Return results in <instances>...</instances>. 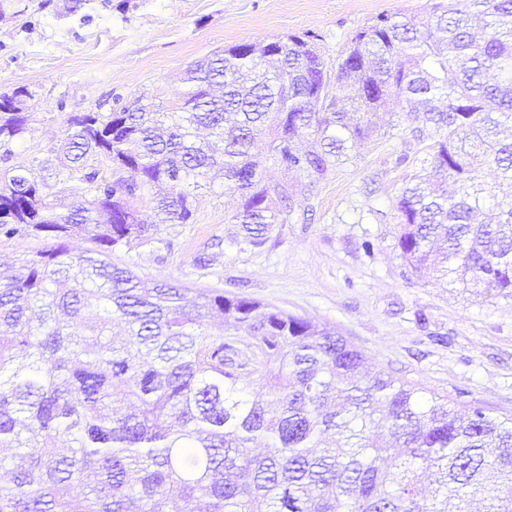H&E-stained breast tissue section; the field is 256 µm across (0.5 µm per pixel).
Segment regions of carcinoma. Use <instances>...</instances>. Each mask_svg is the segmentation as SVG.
<instances>
[{"label":"carcinoma","instance_id":"obj_1","mask_svg":"<svg viewBox=\"0 0 512 512\" xmlns=\"http://www.w3.org/2000/svg\"><path fill=\"white\" fill-rule=\"evenodd\" d=\"M188 82L172 112L139 96L68 119L62 174L89 199L48 203L37 157L0 167V238L54 241L0 277V512H447L450 499L456 512H512V416L369 372L331 326L217 290L187 304L181 284L143 288L112 263L156 225L188 223L219 175L241 198L235 235L263 246L274 198L290 195L262 183L256 136L318 180L374 135L367 114L387 111L433 140L394 207L404 262L512 296V141L499 139L512 125V0L384 15L332 69L304 37L236 44ZM27 121L0 107L1 161ZM309 136L318 148L300 149ZM491 196L497 221L484 224ZM75 237L87 243L76 253ZM241 332L251 364L234 359Z\"/></svg>","mask_w":512,"mask_h":512}]
</instances>
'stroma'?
Listing matches in <instances>:
<instances>
[{"label": "stroma", "instance_id": "1", "mask_svg": "<svg viewBox=\"0 0 512 512\" xmlns=\"http://www.w3.org/2000/svg\"><path fill=\"white\" fill-rule=\"evenodd\" d=\"M427 0H0V94L27 87L28 129L12 165L45 156L70 116L110 112L138 95L180 103L186 70L215 50L312 36L327 63L383 15L422 14ZM384 134L310 181L257 150L266 183L292 189L291 213L267 243L229 236L239 198L199 190L189 224H160L114 252L148 284L272 304L335 326L369 368L448 399L512 414V297L483 298L447 280H420L400 257L394 203L429 141L412 121L379 112ZM408 162L396 165L398 155ZM372 252H365L364 242ZM204 264H196L197 256Z\"/></svg>", "mask_w": 512, "mask_h": 512}]
</instances>
